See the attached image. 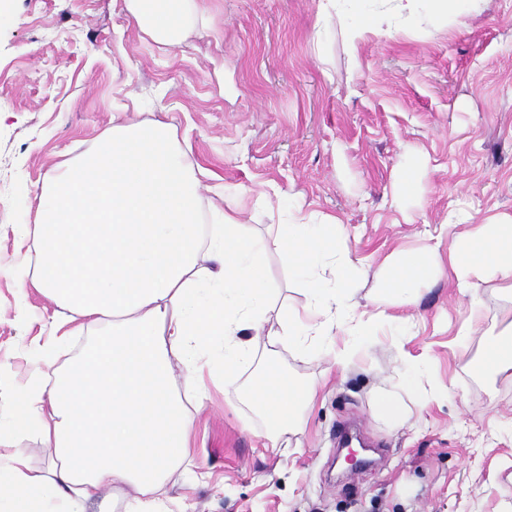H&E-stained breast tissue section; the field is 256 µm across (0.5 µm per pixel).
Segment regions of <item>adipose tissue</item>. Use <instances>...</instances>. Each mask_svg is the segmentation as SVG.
I'll list each match as a JSON object with an SVG mask.
<instances>
[{
    "mask_svg": "<svg viewBox=\"0 0 512 512\" xmlns=\"http://www.w3.org/2000/svg\"><path fill=\"white\" fill-rule=\"evenodd\" d=\"M191 2L125 5L141 27L173 43L185 31ZM364 2L350 0L352 48L366 32H390L395 19L459 16L471 0H388L372 15ZM199 197L194 167L161 123L113 126L43 185L36 220L22 227L36 254L22 281L59 307L53 339L38 352L49 358L90 327L96 336L52 383L37 379L14 394L11 430L37 434L51 463L37 470L23 454L0 455V512H87L105 489L128 484L136 493L124 512H168L156 491L190 446L184 398L201 404L208 397L201 352L221 341L218 364L229 384L252 358L250 335L272 344L326 336L348 306L350 281L316 274L346 249L336 217L278 225L268 241L248 233L235 212L213 209L212 224H205ZM271 248L287 256L307 297L303 312L284 314L277 329L267 325L273 290L264 259ZM450 266L462 288L478 272L512 279V219L460 237ZM435 271L429 253L393 261L375 299L409 295ZM176 359L185 368L181 392L172 381ZM251 392L277 432L291 428L313 396L274 368Z\"/></svg>",
    "mask_w": 512,
    "mask_h": 512,
    "instance_id": "1",
    "label": "adipose tissue"
}]
</instances>
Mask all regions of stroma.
Wrapping results in <instances>:
<instances>
[{
    "instance_id": "1",
    "label": "stroma",
    "mask_w": 512,
    "mask_h": 512,
    "mask_svg": "<svg viewBox=\"0 0 512 512\" xmlns=\"http://www.w3.org/2000/svg\"><path fill=\"white\" fill-rule=\"evenodd\" d=\"M182 40L144 32L124 0H8L0 7V422L11 395L52 380L73 345L32 357L57 310L22 287L41 187L113 124H170L202 170L204 202L240 207L257 237L297 218L338 217L356 291L351 317L323 343L271 346L233 386L222 374L193 415L187 457L157 495L173 512H512V375L479 371L512 326V284L457 288L449 213L474 226L512 218V0L465 15L396 20L349 50L344 7L318 0H203ZM321 41H314L315 28ZM413 171L412 186L402 182ZM436 251L417 300L379 316L369 293L392 258ZM265 270L273 311L303 309V286L277 251ZM345 349L347 363L331 353ZM275 366L316 388L296 426L272 436L250 401ZM391 394L394 415L378 401ZM356 422L381 466L347 472L336 431Z\"/></svg>"
}]
</instances>
